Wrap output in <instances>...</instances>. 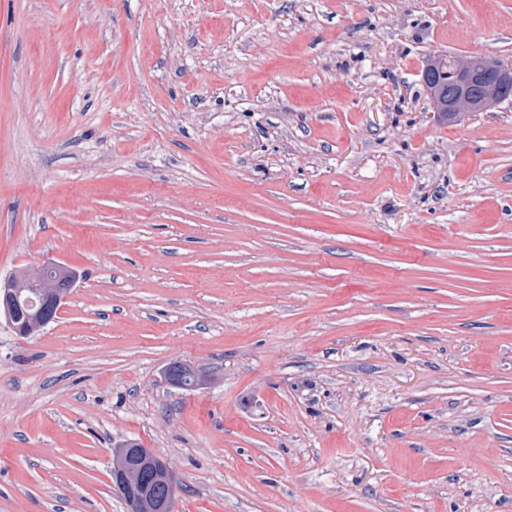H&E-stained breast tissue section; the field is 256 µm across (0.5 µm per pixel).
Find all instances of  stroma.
<instances>
[{"label":"stroma","instance_id":"stroma-1","mask_svg":"<svg viewBox=\"0 0 512 512\" xmlns=\"http://www.w3.org/2000/svg\"><path fill=\"white\" fill-rule=\"evenodd\" d=\"M512 63V0H0V512H512V104L447 122L430 54ZM175 362L205 376L166 383ZM77 273L74 269L64 265L54 264L53 268L39 266L35 268L22 267L19 268L11 278V286L9 288L8 280L5 282V287L0 288V302L2 295V307L4 292L7 288L13 297H17L16 302L24 306V302L27 299L39 300L41 295L46 291H57L61 289H69L73 283V278ZM77 282V278L72 284L71 288H74ZM2 290V291H1ZM69 294V293H68ZM68 294L63 292H53L51 295L42 297L39 306L34 301H26L25 307L32 311V316L39 318L43 312L46 311L49 305H52L57 313L60 311L65 299ZM20 302V303H19ZM136 445L127 443L119 446L115 452L112 462V485L118 489H124L128 494L137 499L148 512H173L174 496L171 490L163 494H152L151 488L145 485L142 492L135 491L134 476L143 469L162 467L172 473L169 463L166 459L157 455L153 451H146L142 454L138 448L143 446L140 443L132 442ZM173 474V473H172ZM120 492V491H119ZM125 505L130 512H145L141 506L134 510L131 500L124 493L120 492Z\"/></svg>","mask_w":512,"mask_h":512}]
</instances>
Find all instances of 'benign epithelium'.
Returning <instances> with one entry per match:
<instances>
[{
    "label": "benign epithelium",
    "mask_w": 512,
    "mask_h": 512,
    "mask_svg": "<svg viewBox=\"0 0 512 512\" xmlns=\"http://www.w3.org/2000/svg\"><path fill=\"white\" fill-rule=\"evenodd\" d=\"M483 56H451L456 79L448 83V111L463 113L473 107V99L480 98L482 108L488 110L503 103H512V66L495 64L493 71L476 69ZM67 295L54 292L41 298L40 303L25 302L32 316L39 318L48 306L60 310ZM162 467L170 470L166 459L153 451L142 453L134 445L127 443L118 448L112 462V485L123 489L137 499L148 512H173L174 496L171 491L163 494L151 493L150 487L141 492L134 490V476L143 469Z\"/></svg>",
    "instance_id": "obj_1"
}]
</instances>
